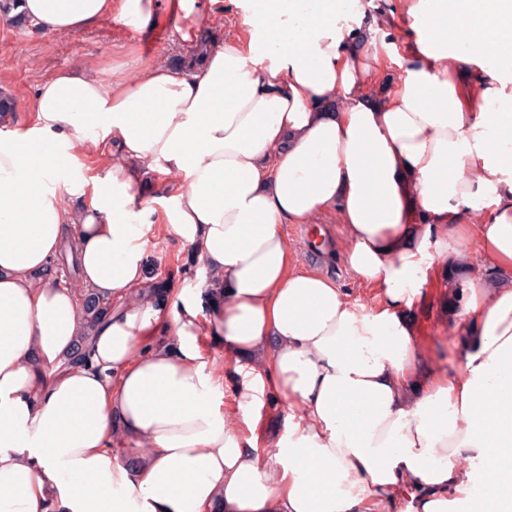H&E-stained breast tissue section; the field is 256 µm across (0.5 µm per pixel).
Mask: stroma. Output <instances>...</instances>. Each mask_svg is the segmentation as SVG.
<instances>
[{"label": "stroma", "instance_id": "35a3bbf8", "mask_svg": "<svg viewBox=\"0 0 512 512\" xmlns=\"http://www.w3.org/2000/svg\"><path fill=\"white\" fill-rule=\"evenodd\" d=\"M175 26V20L164 15L148 35L135 38L109 19L74 35H57L32 24L0 23V92L14 103L13 112L0 121V133L24 131L37 87L53 71L82 62L108 79L116 67L131 70L145 62L172 65L195 53V46L179 40ZM201 32L203 38L216 41L244 35L235 0H212ZM282 232L301 268L329 274L351 298L367 307L374 305V290L358 286L344 264L346 240L336 216L312 224L288 223ZM145 264L151 280L166 279L188 289L208 278L206 268L168 234L150 243ZM452 298V288L426 286L412 317L422 355L432 367L455 372L470 329L454 316Z\"/></svg>", "mask_w": 512, "mask_h": 512}]
</instances>
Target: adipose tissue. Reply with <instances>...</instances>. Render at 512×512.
<instances>
[{
    "instance_id": "adipose-tissue-1",
    "label": "adipose tissue",
    "mask_w": 512,
    "mask_h": 512,
    "mask_svg": "<svg viewBox=\"0 0 512 512\" xmlns=\"http://www.w3.org/2000/svg\"><path fill=\"white\" fill-rule=\"evenodd\" d=\"M258 2L246 37L198 67L52 72L29 129L0 135V512H394L406 486L407 512H512V0H465L482 21L460 40L442 28L448 0H395L399 44L370 41L348 0ZM201 7L21 9L60 34L108 17L145 34L164 13L190 42ZM78 141L106 169L90 195L82 164L61 163ZM171 175L172 195L140 194ZM332 211L373 307L298 268L282 233ZM71 233L78 287L37 279ZM165 233L210 271L205 285L141 292ZM472 241L496 278L457 290L471 332L448 375L426 365L410 313ZM83 292L112 307L90 334ZM85 337L90 364H69ZM228 364L241 433L222 410ZM484 391L496 404L481 413ZM269 393L289 415L264 460L250 433Z\"/></svg>"
}]
</instances>
